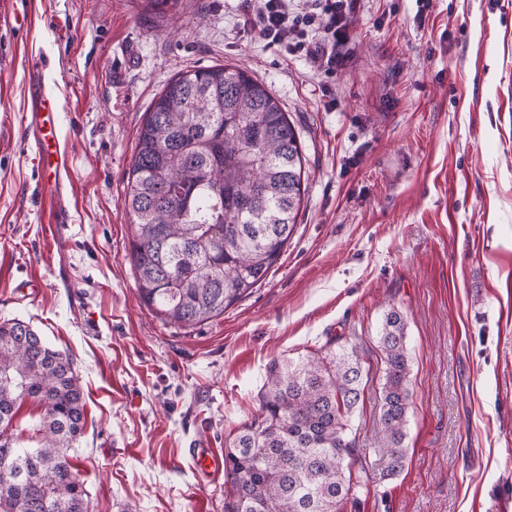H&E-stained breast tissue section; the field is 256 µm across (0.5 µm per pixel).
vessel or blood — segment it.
<instances>
[{"label":"vessel or blood","mask_w":512,"mask_h":512,"mask_svg":"<svg viewBox=\"0 0 512 512\" xmlns=\"http://www.w3.org/2000/svg\"><path fill=\"white\" fill-rule=\"evenodd\" d=\"M59 104L45 85L33 82L31 86L30 133L38 148L39 163L42 168L61 174L67 169L65 159L68 150L61 145L56 132L55 119ZM189 455L201 475L219 473L222 466L219 449L208 443L200 442L191 448Z\"/></svg>","instance_id":"obj_1"}]
</instances>
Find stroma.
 Instances as JSON below:
<instances>
[{
	"label": "stroma",
	"instance_id": "35a3bbf8",
	"mask_svg": "<svg viewBox=\"0 0 512 512\" xmlns=\"http://www.w3.org/2000/svg\"><path fill=\"white\" fill-rule=\"evenodd\" d=\"M237 0H0V322L70 355L86 399L88 512H224L187 450L223 448L272 360L347 337L370 369L354 417L368 493L341 512H512V0H360L336 71L237 24ZM59 99L67 221L27 136L28 72ZM229 64L300 133L307 189L268 278L193 327L141 302L123 206L146 112L179 72ZM331 97H323L322 88ZM407 320L404 470L378 447V327Z\"/></svg>",
	"mask_w": 512,
	"mask_h": 512
}]
</instances>
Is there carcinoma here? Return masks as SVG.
Instances as JSON below:
<instances>
[{
	"label": "carcinoma",
	"mask_w": 512,
	"mask_h": 512,
	"mask_svg": "<svg viewBox=\"0 0 512 512\" xmlns=\"http://www.w3.org/2000/svg\"><path fill=\"white\" fill-rule=\"evenodd\" d=\"M293 122L258 79L229 65L182 71L139 129L125 207L142 303L193 327L264 282L293 235L306 186ZM385 477L406 464L412 405L406 321L378 336ZM360 359L331 336L297 361L273 360L258 410L224 448V512H341L368 487L351 418L364 399ZM42 417L26 446L11 432L24 403ZM86 407L71 359L28 323H0V512H88L71 453Z\"/></svg>",
	"instance_id": "cac0c4a2"
}]
</instances>
